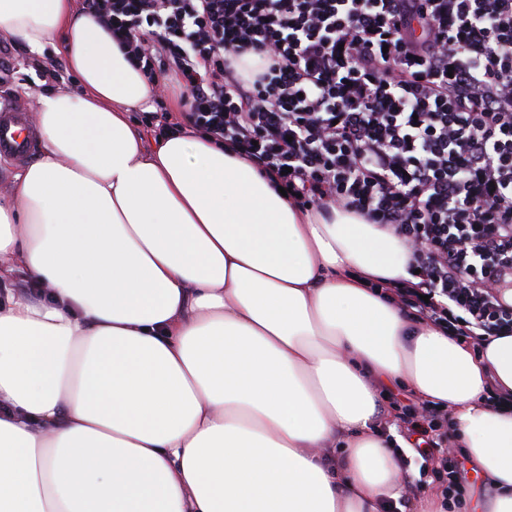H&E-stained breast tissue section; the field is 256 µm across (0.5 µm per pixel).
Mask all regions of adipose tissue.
Here are the masks:
<instances>
[{
	"mask_svg": "<svg viewBox=\"0 0 512 512\" xmlns=\"http://www.w3.org/2000/svg\"><path fill=\"white\" fill-rule=\"evenodd\" d=\"M76 2L0 0V37L64 34L82 87L40 97L43 154L0 198V512H384L397 384L450 409L474 512H512V407L487 400L512 335L412 326L371 288L405 276L397 238L208 138L145 145L151 89Z\"/></svg>",
	"mask_w": 512,
	"mask_h": 512,
	"instance_id": "1",
	"label": "adipose tissue"
}]
</instances>
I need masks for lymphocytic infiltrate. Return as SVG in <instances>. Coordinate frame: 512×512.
I'll return each instance as SVG.
<instances>
[{"mask_svg": "<svg viewBox=\"0 0 512 512\" xmlns=\"http://www.w3.org/2000/svg\"><path fill=\"white\" fill-rule=\"evenodd\" d=\"M192 129L303 211L362 217L408 250L376 288L481 351L512 335V0H83ZM258 55L255 65L241 62ZM450 512L463 463L434 409L403 418Z\"/></svg>", "mask_w": 512, "mask_h": 512, "instance_id": "1", "label": "lymphocytic infiltrate"}]
</instances>
